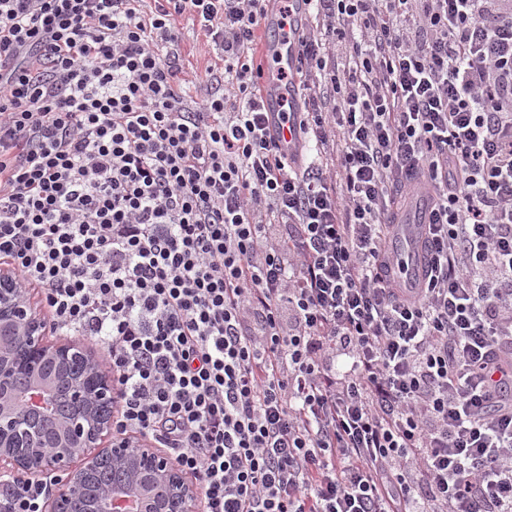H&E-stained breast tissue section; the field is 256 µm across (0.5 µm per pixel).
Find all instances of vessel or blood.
Returning <instances> with one entry per match:
<instances>
[{"label":"vessel or blood","mask_w":512,"mask_h":512,"mask_svg":"<svg viewBox=\"0 0 512 512\" xmlns=\"http://www.w3.org/2000/svg\"><path fill=\"white\" fill-rule=\"evenodd\" d=\"M299 50L298 37H283L271 19L263 20L258 63L266 111L277 113L284 110L287 95L281 89L278 78L283 74L297 72L300 65ZM419 233V227L414 224L398 225L392 232L391 274L397 285L408 286L421 277L422 243Z\"/></svg>","instance_id":"vessel-or-blood-1"}]
</instances>
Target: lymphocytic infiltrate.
Here are the masks:
<instances>
[{"label": "lymphocytic infiltrate", "mask_w": 512, "mask_h": 512, "mask_svg": "<svg viewBox=\"0 0 512 512\" xmlns=\"http://www.w3.org/2000/svg\"><path fill=\"white\" fill-rule=\"evenodd\" d=\"M271 1L0 0V264L101 341L113 428L203 512H512V0H306L290 151ZM186 15L224 63L193 96ZM51 486L0 483V512ZM298 33L285 39L278 28L266 18L261 24V44L258 62L261 68L260 82L264 87L263 99L266 112H285L286 99L291 96L280 88L278 77L282 74L295 75L300 65V44ZM304 80V75L296 74V82ZM417 224H400L392 232L391 274L395 283L408 286L421 278L422 243Z\"/></svg>", "instance_id": "obj_1"}]
</instances>
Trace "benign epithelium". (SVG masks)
<instances>
[{
    "mask_svg": "<svg viewBox=\"0 0 512 512\" xmlns=\"http://www.w3.org/2000/svg\"><path fill=\"white\" fill-rule=\"evenodd\" d=\"M48 322L37 303L20 292L11 270L0 266V469L23 479L47 471L66 475L64 490L52 495L44 512H130L129 505L151 512H201L197 482L182 473L150 441L130 448V438L113 432L112 379L97 357L67 341L45 342ZM79 355L85 371L72 382L70 397L82 412L66 421L50 417L53 383L44 365ZM28 376L23 392L14 389L18 374ZM107 457L127 470L131 482L86 494L83 477Z\"/></svg>",
    "mask_w": 512,
    "mask_h": 512,
    "instance_id": "benign-epithelium-1",
    "label": "benign epithelium"
}]
</instances>
